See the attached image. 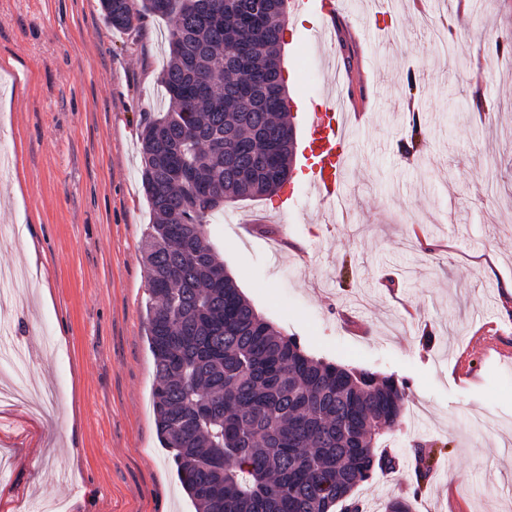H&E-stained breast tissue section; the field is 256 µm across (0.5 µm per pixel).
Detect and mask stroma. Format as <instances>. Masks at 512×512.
<instances>
[{
	"mask_svg": "<svg viewBox=\"0 0 512 512\" xmlns=\"http://www.w3.org/2000/svg\"><path fill=\"white\" fill-rule=\"evenodd\" d=\"M340 3L349 25L336 41L311 45L316 21L292 10L282 43L299 148L289 187L304 216L282 221L275 195L238 201L210 241L259 314L309 354L407 382L402 423L382 439L399 466L357 488L366 512L402 496L412 512H512V62L478 53L512 37V0L464 13L454 0L423 13L415 0ZM449 23L453 64L439 47ZM172 26L148 16L113 29L101 0H0V264L23 270L0 289L17 299L0 356L23 351L21 374L57 409L0 410V512H192L157 439L146 341L140 138L165 109ZM339 56L366 69V114L348 215L331 223L308 200L301 150ZM478 92L497 99L492 119L464 110ZM414 106L427 141L408 157Z\"/></svg>",
	"mask_w": 512,
	"mask_h": 512,
	"instance_id": "obj_1",
	"label": "stroma"
}]
</instances>
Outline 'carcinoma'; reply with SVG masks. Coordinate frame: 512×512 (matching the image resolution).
Wrapping results in <instances>:
<instances>
[{"label":"carcinoma","mask_w":512,"mask_h":512,"mask_svg":"<svg viewBox=\"0 0 512 512\" xmlns=\"http://www.w3.org/2000/svg\"><path fill=\"white\" fill-rule=\"evenodd\" d=\"M286 0H101L128 30L169 17L167 106L144 125L153 411L196 512H352L354 491L397 459L379 449L405 383L311 357L243 297L207 238L227 202L288 181L290 112L269 93Z\"/></svg>","instance_id":"obj_1"}]
</instances>
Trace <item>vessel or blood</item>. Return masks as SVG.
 <instances>
[{"label":"vessel or blood","mask_w":512,"mask_h":512,"mask_svg":"<svg viewBox=\"0 0 512 512\" xmlns=\"http://www.w3.org/2000/svg\"><path fill=\"white\" fill-rule=\"evenodd\" d=\"M320 26L311 35L314 42L335 36L340 11L333 0H323L320 6ZM322 111L309 113L306 121L315 150L309 151V178L307 186L313 198L323 206H335L345 197L344 173L351 150L350 124L361 118L358 98L343 100L325 95Z\"/></svg>","instance_id":"vessel-or-blood-1"}]
</instances>
